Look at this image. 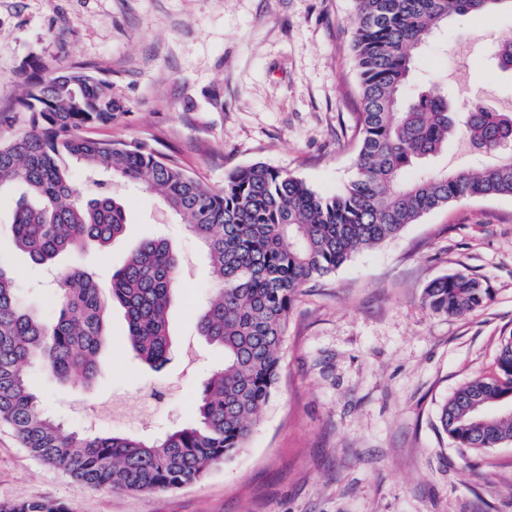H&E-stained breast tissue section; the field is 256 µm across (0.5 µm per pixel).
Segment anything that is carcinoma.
I'll use <instances>...</instances> for the list:
<instances>
[{
    "mask_svg": "<svg viewBox=\"0 0 512 512\" xmlns=\"http://www.w3.org/2000/svg\"><path fill=\"white\" fill-rule=\"evenodd\" d=\"M508 7L512 0H356L352 51L359 74L357 175L322 196L297 176L257 162L229 174L224 188L203 185L137 141L97 140L90 125L124 112L108 80L80 68L29 86L22 99L26 130L0 138V192L21 186L11 232L35 265L86 245L106 248L129 225L122 199L97 180L101 172L141 183L206 248L215 288L198 318V334L224 350V367L204 384L198 420L163 437L69 430L46 415L26 368L48 367L57 379L90 386L98 373L106 313L124 312L126 341L158 370L172 347L168 309L180 261L157 237L141 240L103 289L83 266L57 279L60 304L47 323L17 299L14 277L0 264V423L42 464L90 487L149 492L180 488L245 447L275 393L288 314L303 288L351 255L401 233L422 215L463 198L512 196V112L448 101L432 89L406 96L415 49L453 15ZM512 71V41L493 48ZM460 137L487 154L479 170L404 172ZM72 159L93 189L76 187ZM492 299L466 272L433 280L423 303L459 316ZM512 335L501 339L494 371L474 377L442 405L439 422L459 448L512 442ZM0 512H70L51 500L0 504Z\"/></svg>",
    "mask_w": 512,
    "mask_h": 512,
    "instance_id": "carcinoma-1",
    "label": "carcinoma"
}]
</instances>
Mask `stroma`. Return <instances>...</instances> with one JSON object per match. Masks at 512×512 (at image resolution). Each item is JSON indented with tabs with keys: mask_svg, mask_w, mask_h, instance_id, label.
Here are the masks:
<instances>
[{
	"mask_svg": "<svg viewBox=\"0 0 512 512\" xmlns=\"http://www.w3.org/2000/svg\"><path fill=\"white\" fill-rule=\"evenodd\" d=\"M353 31L354 0H0V114L22 115L30 82L80 67L109 80L125 108L86 136L144 141L214 189L262 162L330 195L356 174ZM509 40L511 12L454 17L417 51L411 86L439 84L449 100L512 111V74L491 56ZM490 160L454 138L424 167ZM103 179L130 225L81 262L105 283L142 237L165 238L181 259L169 312L175 349L161 370L141 364L113 307L92 388L39 368L31 386L68 429L159 437L196 420L200 390L224 363L196 329L214 280L200 241L155 196ZM20 194L0 192V262L23 305L50 322L57 291L9 236ZM458 271L481 279L492 300L462 316L432 314L424 288ZM510 334L512 197L462 199L305 288L288 318L276 395L231 460L176 490H98L41 464L0 426V503L51 499L71 512H512V443L467 451L437 419ZM112 400L122 410L104 416Z\"/></svg>",
	"mask_w": 512,
	"mask_h": 512,
	"instance_id": "35a3bbf8",
	"label": "stroma"
}]
</instances>
